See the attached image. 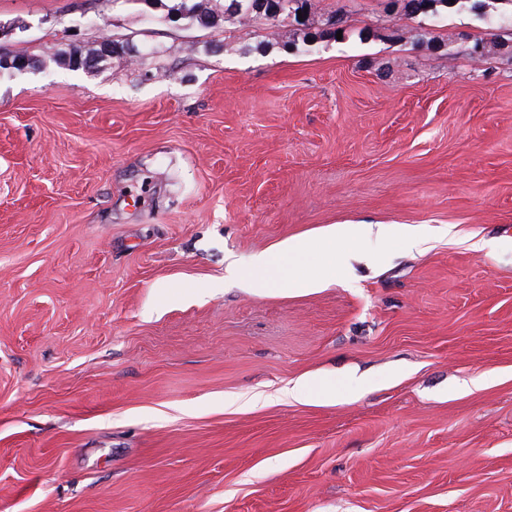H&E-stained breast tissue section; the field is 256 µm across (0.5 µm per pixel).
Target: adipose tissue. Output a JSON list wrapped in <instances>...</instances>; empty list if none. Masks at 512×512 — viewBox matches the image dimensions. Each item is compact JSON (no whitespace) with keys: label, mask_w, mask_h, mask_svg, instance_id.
Returning <instances> with one entry per match:
<instances>
[{"label":"adipose tissue","mask_w":512,"mask_h":512,"mask_svg":"<svg viewBox=\"0 0 512 512\" xmlns=\"http://www.w3.org/2000/svg\"><path fill=\"white\" fill-rule=\"evenodd\" d=\"M385 244L404 240L412 247L421 239L407 226L399 224H332L314 238L284 240L272 250L257 255L251 264L238 270L237 277L254 294L271 292L307 293L345 277L346 269L337 244L355 246L367 239Z\"/></svg>","instance_id":"ef3b65f1"}]
</instances>
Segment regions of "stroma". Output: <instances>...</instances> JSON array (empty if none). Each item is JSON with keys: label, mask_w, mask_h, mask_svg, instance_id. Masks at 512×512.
<instances>
[{"label": "stroma", "mask_w": 512, "mask_h": 512, "mask_svg": "<svg viewBox=\"0 0 512 512\" xmlns=\"http://www.w3.org/2000/svg\"><path fill=\"white\" fill-rule=\"evenodd\" d=\"M314 2L372 38L0 0L40 62L0 76V512H512V62L464 54L467 0ZM104 34L136 61L49 60ZM348 223L424 243L309 294L231 272ZM459 0H454V3L449 2V0H420L414 10L409 12V9L413 5L414 1L411 0L407 2V0H402L401 10L403 11V16L407 18L414 17H436L445 13H448V10L455 7V4L458 3ZM336 397V386L317 376H305L288 388V398L312 404H328Z\"/></svg>", "instance_id": "1"}]
</instances>
